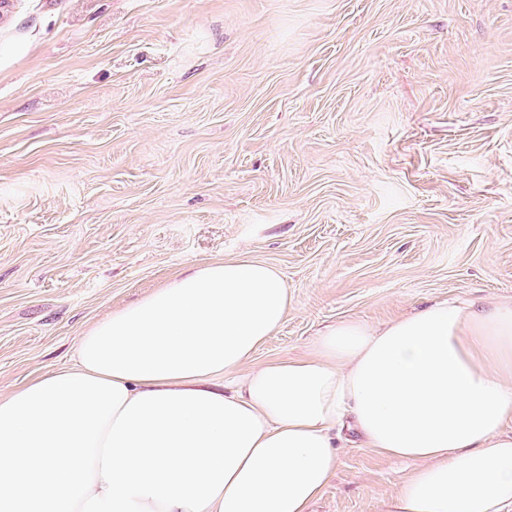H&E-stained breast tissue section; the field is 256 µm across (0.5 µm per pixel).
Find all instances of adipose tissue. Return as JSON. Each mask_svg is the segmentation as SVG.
<instances>
[{
  "instance_id": "ef3b65f1",
  "label": "adipose tissue",
  "mask_w": 512,
  "mask_h": 512,
  "mask_svg": "<svg viewBox=\"0 0 512 512\" xmlns=\"http://www.w3.org/2000/svg\"><path fill=\"white\" fill-rule=\"evenodd\" d=\"M289 306L227 258L94 324L0 393V512H312L347 420L410 466L388 512H512V300L342 320L248 368Z\"/></svg>"
}]
</instances>
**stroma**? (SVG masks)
<instances>
[{
	"label": "stroma",
	"mask_w": 512,
	"mask_h": 512,
	"mask_svg": "<svg viewBox=\"0 0 512 512\" xmlns=\"http://www.w3.org/2000/svg\"><path fill=\"white\" fill-rule=\"evenodd\" d=\"M231 257L288 285L256 366L512 299V0L0 5V391ZM406 471L344 432L314 512H384Z\"/></svg>",
	"instance_id": "obj_1"
}]
</instances>
